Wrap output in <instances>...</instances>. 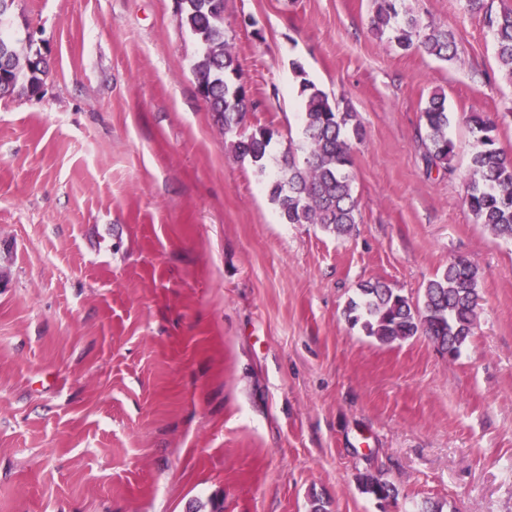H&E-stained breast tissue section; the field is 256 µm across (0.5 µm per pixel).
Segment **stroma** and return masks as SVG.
Returning <instances> with one entry per match:
<instances>
[{
  "instance_id": "35a3bbf8",
  "label": "stroma",
  "mask_w": 512,
  "mask_h": 512,
  "mask_svg": "<svg viewBox=\"0 0 512 512\" xmlns=\"http://www.w3.org/2000/svg\"><path fill=\"white\" fill-rule=\"evenodd\" d=\"M408 4L453 61L379 41L371 0H224L277 131L261 175L197 93L175 0H16L6 29L50 55L42 96L0 99V512H512V240L465 204L466 118L512 158V82L483 14ZM299 66L364 129L345 237L286 223L266 189L300 140ZM435 90L449 176L422 159ZM454 257L479 275L456 358L346 321L360 284L416 301ZM361 485L364 493H367L380 501H395L397 499V489L392 485L369 476H363Z\"/></svg>"
}]
</instances>
